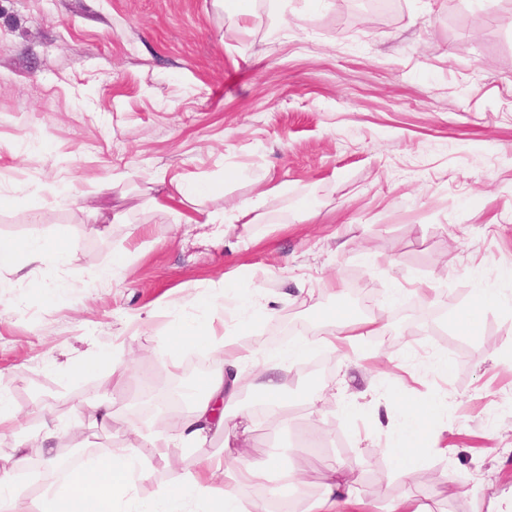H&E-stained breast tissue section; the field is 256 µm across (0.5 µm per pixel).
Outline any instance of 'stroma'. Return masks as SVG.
Returning <instances> with one entry per match:
<instances>
[{
  "label": "stroma",
  "instance_id": "35a3bbf8",
  "mask_svg": "<svg viewBox=\"0 0 512 512\" xmlns=\"http://www.w3.org/2000/svg\"><path fill=\"white\" fill-rule=\"evenodd\" d=\"M346 0H0V241L68 231L69 263L0 271V392L16 410L0 436V478L22 485L23 512L55 486L62 455L80 463L134 449L152 469L119 512H138L170 472L143 434L156 421L144 380L196 381L217 352L156 357L171 321L205 312L223 329L235 298L252 305L245 353H265L284 323L312 347L283 361L288 416L261 417L256 373L225 413L255 458L300 461L293 512L323 492L329 467L352 471L369 507L406 495L433 512H486L512 492V20L506 0H397L387 17L350 20ZM233 169L225 178V169ZM121 182L105 187L109 175ZM220 180L223 194L184 203L176 223L158 201L164 179ZM264 196V221L228 224ZM127 268L95 281L113 253ZM234 296L222 295V279ZM365 292L354 295V283ZM497 295L481 333L453 314L478 289ZM344 290L381 335L333 354L318 315ZM152 312L144 324L135 317ZM125 370L69 374L81 357ZM450 365L449 372L436 361ZM108 395L107 430L72 426ZM438 413L405 475L390 450L419 395ZM355 404L354 422L342 405ZM61 429L51 447L37 437ZM36 444L24 471L18 443ZM454 482L448 493L432 473Z\"/></svg>",
  "mask_w": 512,
  "mask_h": 512
}]
</instances>
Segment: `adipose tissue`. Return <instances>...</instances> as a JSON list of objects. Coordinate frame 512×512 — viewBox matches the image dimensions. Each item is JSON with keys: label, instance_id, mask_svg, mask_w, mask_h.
<instances>
[{"label": "adipose tissue", "instance_id": "obj_1", "mask_svg": "<svg viewBox=\"0 0 512 512\" xmlns=\"http://www.w3.org/2000/svg\"><path fill=\"white\" fill-rule=\"evenodd\" d=\"M76 244L65 234L54 233L39 240L23 242L0 241V270H18L20 262L42 264L65 263ZM318 324L326 335L330 350L352 346L362 337L380 334L383 326L374 319H359L336 312L319 318ZM205 346L222 354L221 373L203 377L201 395L195 401L192 415L180 436L169 434L165 422H157L148 437L152 447L158 448L166 466L176 465L174 449L177 446L195 448L206 442L209 434L222 428L223 419L217 418V408L232 404L240 387L241 357L233 349L231 335H217L212 321L201 318L175 319L166 333L159 355L174 353L186 346ZM413 425L408 436L393 448L406 472H413L429 438L424 429L430 425L436 408L432 400L421 397L411 407ZM224 456L201 458L194 471L176 472L168 489L146 512H184L186 501H195L200 512H266L263 500L250 504L243 502L233 488L242 481L263 486L282 481L294 488L304 483L303 472L294 467H281L272 457L262 461L250 458L247 441L225 446ZM147 463L133 450L101 457L93 466L70 471L40 512H113L116 501L130 494L136 483L146 474ZM355 480L346 472L333 469L325 477L322 495L310 502L307 512H365Z\"/></svg>", "mask_w": 512, "mask_h": 512}]
</instances>
